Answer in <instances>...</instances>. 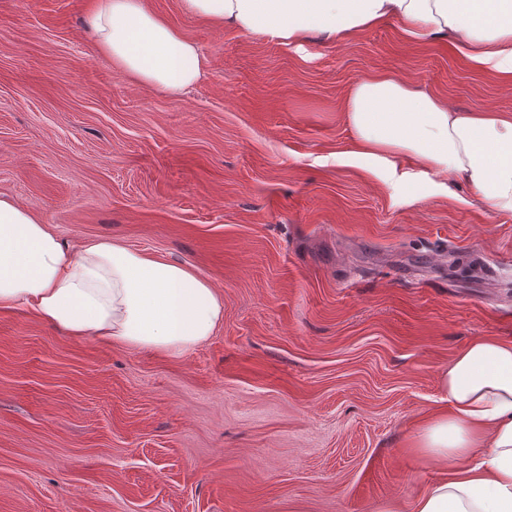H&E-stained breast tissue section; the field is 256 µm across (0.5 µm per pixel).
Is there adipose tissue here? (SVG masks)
<instances>
[{"mask_svg": "<svg viewBox=\"0 0 512 512\" xmlns=\"http://www.w3.org/2000/svg\"><path fill=\"white\" fill-rule=\"evenodd\" d=\"M218 24L303 48L311 34L347 40L396 21L409 42L448 33L470 67L512 83V0H182ZM85 23L98 49L132 80L172 94L195 83L207 60L144 0H92ZM351 139L337 162L391 189L420 180L448 195L462 178L492 209L512 212V113L454 110L389 74L356 81L344 103ZM411 157L413 170L395 159ZM26 305L74 338L173 355L192 351L224 320V301L186 266L104 240L72 250L51 225L0 197V307ZM447 407L410 448L436 467L407 509L379 512H512V341L471 342L440 373Z\"/></svg>", "mask_w": 512, "mask_h": 512, "instance_id": "obj_1", "label": "adipose tissue"}]
</instances>
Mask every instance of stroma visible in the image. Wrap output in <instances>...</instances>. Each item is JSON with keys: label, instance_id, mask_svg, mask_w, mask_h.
Here are the masks:
<instances>
[{"label": "stroma", "instance_id": "1", "mask_svg": "<svg viewBox=\"0 0 512 512\" xmlns=\"http://www.w3.org/2000/svg\"><path fill=\"white\" fill-rule=\"evenodd\" d=\"M90 2L0 0V196L73 245L189 267L224 321L173 356L0 309V512L408 504L439 476L408 442L440 370L512 340V212L336 164L344 102L373 72L460 111H512V85L393 22L297 50L145 0L208 61L173 96L98 53Z\"/></svg>", "mask_w": 512, "mask_h": 512}]
</instances>
